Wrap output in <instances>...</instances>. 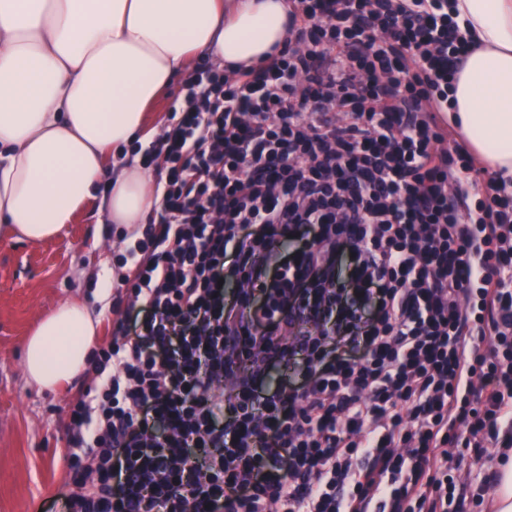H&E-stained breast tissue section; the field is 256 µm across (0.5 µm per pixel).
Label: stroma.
<instances>
[{
    "label": "stroma",
    "instance_id": "stroma-1",
    "mask_svg": "<svg viewBox=\"0 0 512 512\" xmlns=\"http://www.w3.org/2000/svg\"><path fill=\"white\" fill-rule=\"evenodd\" d=\"M105 187L80 210L63 233L33 244L0 230V512H25L38 501L43 512H65L63 486L68 406L79 379L46 389L28 379L24 348L39 321L61 303L79 299L101 316L96 343L112 333L111 299L102 297L89 268L117 275V258L126 248L122 228L100 211ZM492 448L466 453L457 476L468 493L461 512H479L471 499L491 473Z\"/></svg>",
    "mask_w": 512,
    "mask_h": 512
}]
</instances>
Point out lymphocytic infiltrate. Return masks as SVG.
<instances>
[{
    "label": "lymphocytic infiltrate",
    "instance_id": "lymphocytic-infiltrate-1",
    "mask_svg": "<svg viewBox=\"0 0 512 512\" xmlns=\"http://www.w3.org/2000/svg\"><path fill=\"white\" fill-rule=\"evenodd\" d=\"M292 3L287 45L196 70L145 151L166 175L70 405V512H448L454 450L512 448V194L444 145L460 23Z\"/></svg>",
    "mask_w": 512,
    "mask_h": 512
}]
</instances>
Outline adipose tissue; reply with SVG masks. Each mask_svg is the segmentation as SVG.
<instances>
[{
  "label": "adipose tissue",
  "mask_w": 512,
  "mask_h": 512,
  "mask_svg": "<svg viewBox=\"0 0 512 512\" xmlns=\"http://www.w3.org/2000/svg\"><path fill=\"white\" fill-rule=\"evenodd\" d=\"M290 0H0V223L38 244L105 185L107 219L143 223L154 183L126 147L172 79L203 56L247 70L288 41ZM477 47L448 119L482 164L512 176V0H452ZM100 322L62 304L23 364L50 388L87 368Z\"/></svg>",
  "instance_id": "ef3b65f1"
}]
</instances>
